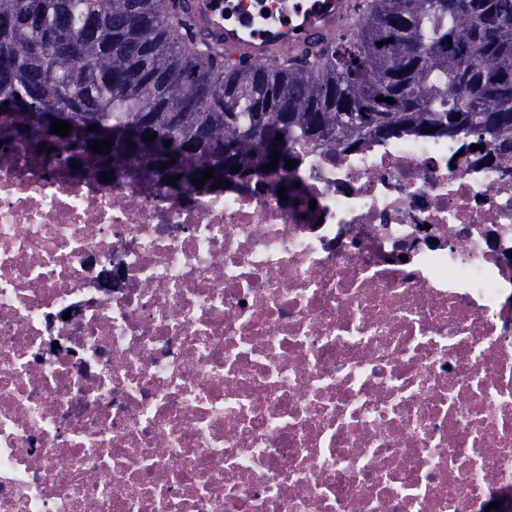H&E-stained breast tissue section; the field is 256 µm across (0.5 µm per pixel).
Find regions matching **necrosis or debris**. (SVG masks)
<instances>
[{
    "instance_id": "4bbe7bcc",
    "label": "necrosis or debris",
    "mask_w": 512,
    "mask_h": 512,
    "mask_svg": "<svg viewBox=\"0 0 512 512\" xmlns=\"http://www.w3.org/2000/svg\"><path fill=\"white\" fill-rule=\"evenodd\" d=\"M290 150L173 195L0 146V512H512V154Z\"/></svg>"
}]
</instances>
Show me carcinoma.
Segmentation results:
<instances>
[{"label": "carcinoma", "instance_id": "cac0c4a2", "mask_svg": "<svg viewBox=\"0 0 512 512\" xmlns=\"http://www.w3.org/2000/svg\"><path fill=\"white\" fill-rule=\"evenodd\" d=\"M353 13V30L317 53L229 70L172 0H0V133L48 161L169 191L208 168L209 184L260 170L274 150L272 172L286 176L294 138L334 149L431 128L512 151V0H356ZM93 124L110 150L82 137Z\"/></svg>", "mask_w": 512, "mask_h": 512}]
</instances>
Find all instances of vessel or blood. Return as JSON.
I'll use <instances>...</instances> for the list:
<instances>
[{
  "mask_svg": "<svg viewBox=\"0 0 512 512\" xmlns=\"http://www.w3.org/2000/svg\"><path fill=\"white\" fill-rule=\"evenodd\" d=\"M275 26L260 29L256 0H190L194 27L207 33L231 61L268 64L283 49L318 51L326 37L348 27L351 0H279Z\"/></svg>",
  "mask_w": 512,
  "mask_h": 512,
  "instance_id": "vessel-or-blood-1",
  "label": "vessel or blood"
}]
</instances>
